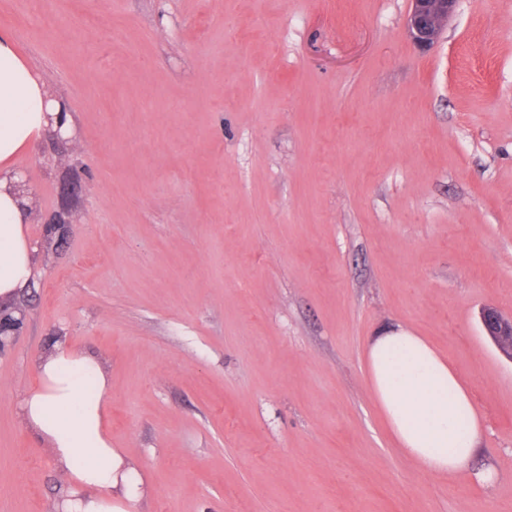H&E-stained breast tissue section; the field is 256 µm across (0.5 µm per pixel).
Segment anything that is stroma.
Masks as SVG:
<instances>
[{
	"mask_svg": "<svg viewBox=\"0 0 512 512\" xmlns=\"http://www.w3.org/2000/svg\"><path fill=\"white\" fill-rule=\"evenodd\" d=\"M0 0L67 100L18 158L36 276L0 354V512L67 490L19 402L52 343L112 380L138 512H512V0ZM64 236L51 232L56 218ZM426 337L466 379L490 486L420 472L364 350ZM406 32L414 45L431 48L447 28L459 0H410ZM481 322L486 336L512 361V317L503 316L493 307H486L481 312Z\"/></svg>",
	"mask_w": 512,
	"mask_h": 512,
	"instance_id": "1",
	"label": "stroma"
}]
</instances>
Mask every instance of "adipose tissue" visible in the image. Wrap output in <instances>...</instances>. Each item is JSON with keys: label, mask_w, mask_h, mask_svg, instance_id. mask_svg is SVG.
Returning <instances> with one entry per match:
<instances>
[{"label": "adipose tissue", "mask_w": 512, "mask_h": 512, "mask_svg": "<svg viewBox=\"0 0 512 512\" xmlns=\"http://www.w3.org/2000/svg\"><path fill=\"white\" fill-rule=\"evenodd\" d=\"M54 130L70 131L66 105L48 92L13 35L0 31V301L7 304L29 288L36 272L35 247L25 234L29 195L16 159ZM365 362L387 428L419 471L495 482L491 467L476 464L484 427L467 384L446 357L398 325L369 339ZM36 376L20 413L66 480L60 512H133L142 488L106 429L112 385L102 364L58 342L37 363Z\"/></svg>", "instance_id": "1"}]
</instances>
